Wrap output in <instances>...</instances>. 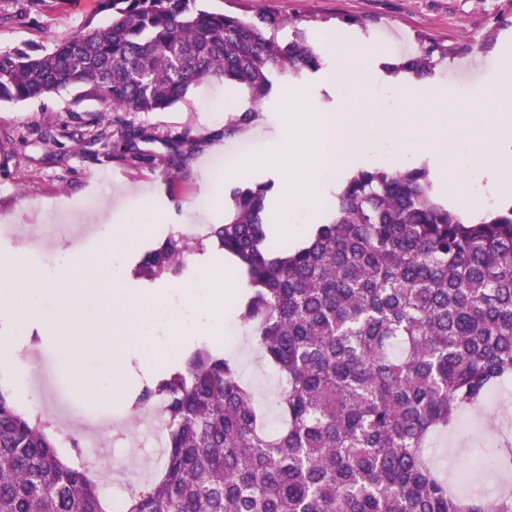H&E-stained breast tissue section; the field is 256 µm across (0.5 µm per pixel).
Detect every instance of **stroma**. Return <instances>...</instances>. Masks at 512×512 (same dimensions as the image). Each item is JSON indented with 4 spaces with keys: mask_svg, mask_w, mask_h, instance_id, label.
<instances>
[{
    "mask_svg": "<svg viewBox=\"0 0 512 512\" xmlns=\"http://www.w3.org/2000/svg\"><path fill=\"white\" fill-rule=\"evenodd\" d=\"M209 6L240 14L259 8L298 20L320 44L334 34L370 37L385 57L373 62L381 75L367 96L386 123L397 111L398 86L404 78L383 72L382 63L416 53L421 40L430 37L447 46L448 57L437 67L436 77L452 94L464 87H491L503 60L512 57V0H210ZM0 12L10 16L0 24V51L49 48L85 24L105 25L112 19L101 11L98 0H43L37 6L31 0H0ZM330 75L326 68L302 80H275L256 118L229 139L211 138L222 128L223 105L231 98L218 79L198 84L164 111L128 115V122L152 135L146 148L156 153L165 152V139L185 128L209 139V146L191 159L174 183L163 167H128L108 159L100 146L70 138L73 125L80 121L86 122L91 135L116 130L112 124H95L103 104L90 87H69L25 102H0V253L23 249L37 270L45 254L63 250L75 256L108 257L112 243L103 231L109 227L125 239L124 264L115 273L119 287L144 288L147 280L134 275L141 256L167 236L179 234L204 245L203 252L187 256L177 276L180 282L194 283L201 267L224 265L223 251L207 235L212 225L223 223L227 200L212 196L211 186L219 180L227 189L253 187L276 178L274 171L263 167L244 177L232 167L219 179L217 163L231 153L240 159L266 153L283 132L295 96H302L311 111H335ZM50 152L61 155V162L46 161ZM211 349L235 360L241 379L252 387L261 406H270L280 377L260 362L248 327L240 328L233 347L217 342ZM101 362L97 355L70 350L60 328H44L30 361L35 370L28 380L30 398L56 421L70 422L77 429L115 414L100 447L77 450L67 445L60 454L97 465L104 482L140 488L160 467V460L147 445L129 452L122 399L109 394L87 398L77 381L82 366ZM490 402V410L463 412L453 431L434 437L432 463L441 474L468 468L471 449L512 440V380Z\"/></svg>",
    "mask_w": 512,
    "mask_h": 512,
    "instance_id": "35a3bbf8",
    "label": "stroma"
}]
</instances>
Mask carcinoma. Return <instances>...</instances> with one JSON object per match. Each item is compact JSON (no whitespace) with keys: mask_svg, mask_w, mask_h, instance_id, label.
<instances>
[{"mask_svg":"<svg viewBox=\"0 0 512 512\" xmlns=\"http://www.w3.org/2000/svg\"><path fill=\"white\" fill-rule=\"evenodd\" d=\"M112 14L37 53H0V102L74 85L103 111L160 112L208 78L242 89L224 129L186 130L163 155L123 125L102 143L132 166L183 173L209 140L252 122L283 72L318 73L324 55L295 20L256 10L212 11L203 0H99ZM292 28L283 39L280 31ZM448 58L434 39L383 65L430 78ZM273 183L230 191L208 238L242 267L250 295L239 320L282 379L270 428L237 363L207 348L147 387L135 407L165 416L162 466L124 512H512V487L489 500L460 493L425 458L436 433L483 407L512 377V207L472 219L448 206L427 167L362 169L336 193L327 221L303 242L275 245L265 219ZM201 242L171 235L134 274H178ZM51 423L0 390V512H112L95 471L64 460ZM490 472L512 476V444Z\"/></svg>","mask_w":512,"mask_h":512,"instance_id":"cac0c4a2","label":"carcinoma"}]
</instances>
